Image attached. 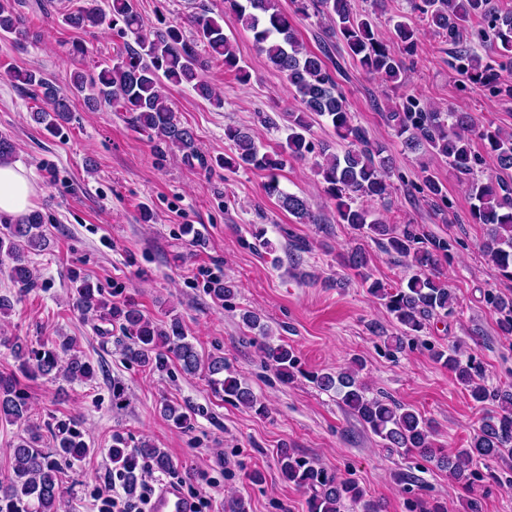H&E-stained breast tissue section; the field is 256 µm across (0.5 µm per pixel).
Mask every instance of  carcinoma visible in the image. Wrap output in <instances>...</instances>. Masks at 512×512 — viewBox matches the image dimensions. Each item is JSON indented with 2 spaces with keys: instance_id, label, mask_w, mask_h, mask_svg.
<instances>
[{
  "instance_id": "carcinoma-1",
  "label": "carcinoma",
  "mask_w": 512,
  "mask_h": 512,
  "mask_svg": "<svg viewBox=\"0 0 512 512\" xmlns=\"http://www.w3.org/2000/svg\"><path fill=\"white\" fill-rule=\"evenodd\" d=\"M295 13L308 17L326 16L334 24L336 35L344 43L348 55L368 75L391 82L400 80L404 62L390 51L371 14L353 11L351 0H293ZM410 11L448 41L463 42L468 24L478 18L483 28L479 38L489 43L492 54L481 57L463 51L457 56L458 71L468 81L484 83L494 76L495 57L512 58V11L499 12L492 0H409ZM104 11L98 0H84V5L65 15L64 21L76 29L95 27L111 13L112 28L123 35L134 36V44L116 62L107 64L98 78L90 82L76 74L71 92L85 94V103L96 107L108 103L132 114L136 129L156 137L159 143L175 147L181 161L190 167L208 166L196 143L193 129L175 119L167 105L163 89L166 84H189L197 95L215 102L218 95L206 79L209 60L224 64V71L234 74L242 85L250 83L251 74L242 64L232 42L224 35V16L233 18L252 32L259 53L283 74L299 103L295 112L286 115V136L269 149L258 135L235 126L224 128V137L233 143L235 154L224 158V169L239 168L266 173L264 191L277 197L282 207L299 223H317L304 196L285 193L279 187L278 171L288 160L302 161L314 156L313 169L323 190L336 209V222L348 224L370 237L385 253L401 259L415 273L406 284L388 288L368 272V256L355 247L344 256L345 267L355 271L368 293L383 301L396 323V332L389 334L375 325L371 331L384 337L387 355L394 358L410 347L434 319L446 318L455 312V296L438 272L439 256L448 250L443 239H429L413 224H388L377 216L374 205L385 202L393 190L392 158L382 145H374L364 127L354 121L346 96L329 70L321 53L308 50L296 36L290 17L278 7V0H224V12L213 17L207 9L194 15L191 24L197 39H184L176 26L153 34L145 32L143 18L134 0H108ZM0 36L21 40L26 36L15 0H0ZM392 40L406 53L414 50L417 28L399 15L390 30ZM203 43L207 56L195 44ZM15 80L37 90L46 108L34 112V119L50 131L58 130L70 119L68 94L54 85L38 70L15 73ZM322 117L331 128L334 140L314 142L312 120ZM402 137L403 146L416 151L426 148L446 159L448 170L468 180L469 196L474 200L470 217L475 224L487 227L482 243L485 256L500 275L512 281V134L490 125L480 127L468 112H435L420 106L409 97L386 113ZM478 138L495 171L474 177L478 157L473 138ZM423 184L427 195L444 197L445 186L432 172H425ZM47 245L44 216L33 210L20 221L0 226V257L10 261L11 280L25 291L38 287V277L29 265L27 253ZM209 292L217 299L234 296L236 285L216 280ZM496 315V326L502 336L512 335V296L487 295ZM75 304L83 315L93 321L119 325L123 356L152 373L162 374L176 364L187 375L205 372V378L224 401L253 411L265 413V405L250 387L240 380L222 356L202 362L193 343L187 340L181 317L177 314L160 322L147 316L137 305L117 303L111 295L95 288L87 280L75 287ZM0 346L12 350L19 360V370L26 375L63 376L70 381L93 377V369L78 354L71 337L43 342L37 350L26 349L16 339L0 336ZM265 363L276 376L291 382L301 376L322 391L334 392L339 400L386 448L409 454L433 455L434 429L414 409L387 394H373L358 379L354 369L332 372H311L303 368L295 350L286 344H261ZM436 361L447 366L456 382L473 402H491L498 413L487 415L466 448H458L437 457L448 474L471 493L468 512H482V497L473 494L477 481L483 478L478 464L512 457V390L488 389L483 384L484 367L477 356L464 354L456 346L433 348ZM28 397L19 388L14 375L0 376V419L24 423L25 435L13 444V475L0 480V512H61L64 506L62 468L59 460H80L91 449L81 433L65 421H58L51 432V443L44 446L41 426L32 422ZM166 420L176 428L191 429V419L180 405L162 403ZM112 469L123 475L129 484L142 474L148 460L156 472L173 469L168 452L149 442L130 448L116 435L107 449ZM279 472L284 482L308 494V512H346L347 505L360 507V512H379L375 502L357 481L342 479L327 471L315 459L302 456L284 447L278 455Z\"/></svg>"
}]
</instances>
